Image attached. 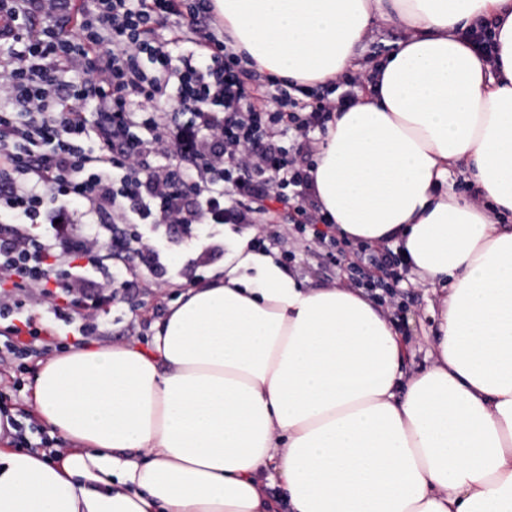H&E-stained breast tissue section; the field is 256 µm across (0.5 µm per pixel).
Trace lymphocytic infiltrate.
Segmentation results:
<instances>
[{
	"instance_id": "lymphocytic-infiltrate-1",
	"label": "lymphocytic infiltrate",
	"mask_w": 512,
	"mask_h": 512,
	"mask_svg": "<svg viewBox=\"0 0 512 512\" xmlns=\"http://www.w3.org/2000/svg\"><path fill=\"white\" fill-rule=\"evenodd\" d=\"M210 0H0V363L99 335L124 274L167 269L147 227L247 224L275 201L291 232L340 244L312 202V143L357 78L260 101L255 73L206 32ZM196 36L177 54L167 23ZM179 99L186 116L163 118ZM82 210L71 211L67 202ZM354 287L398 282L401 254L358 246Z\"/></svg>"
}]
</instances>
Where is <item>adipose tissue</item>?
<instances>
[{
    "label": "adipose tissue",
    "instance_id": "1",
    "mask_svg": "<svg viewBox=\"0 0 512 512\" xmlns=\"http://www.w3.org/2000/svg\"><path fill=\"white\" fill-rule=\"evenodd\" d=\"M224 43L305 92L351 69L311 175L321 210L441 286L427 366L359 288L239 244L130 343L39 363L67 446L0 448V512H512V0H213ZM496 26L490 64L463 39ZM407 34L360 62L375 21ZM463 174L486 206L454 193Z\"/></svg>",
    "mask_w": 512,
    "mask_h": 512
}]
</instances>
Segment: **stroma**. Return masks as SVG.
Instances as JSON below:
<instances>
[{
  "label": "stroma",
  "instance_id": "stroma-1",
  "mask_svg": "<svg viewBox=\"0 0 512 512\" xmlns=\"http://www.w3.org/2000/svg\"><path fill=\"white\" fill-rule=\"evenodd\" d=\"M285 209L278 204L272 205L271 212L265 216H256L250 224H229L213 226V238L186 233L164 231L157 235V245L164 255V262L171 278L168 287H157L150 274H143L133 285L119 289L112 301L111 308L102 314L100 325L104 331V343L141 341L146 332L143 321H157L159 310L169 308L176 302L179 294L187 286L180 271L187 264H194L197 281H208L211 275L223 268L230 256L225 247L215 246V238L264 240L266 253L276 257H288L289 267L296 272L298 280L306 285L323 284L349 285L350 272L346 262H335L329 258L315 255V247L299 236H287L282 232L285 222ZM436 297L426 287L402 279L396 299L390 304L392 317L400 325L404 361L408 369L423 366L427 354L425 336L433 324L430 307Z\"/></svg>",
  "mask_w": 512,
  "mask_h": 512
}]
</instances>
